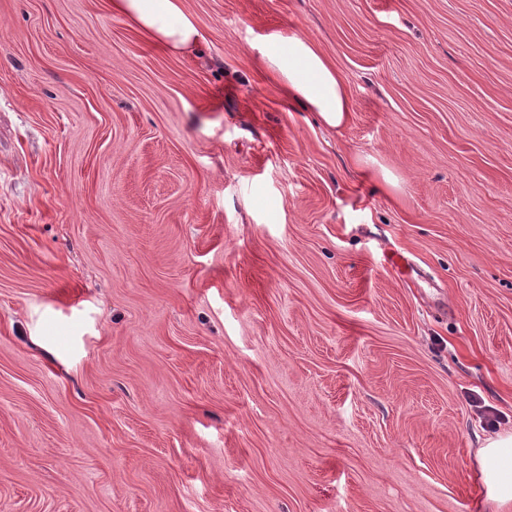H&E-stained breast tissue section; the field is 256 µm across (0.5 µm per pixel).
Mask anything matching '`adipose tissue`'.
I'll list each match as a JSON object with an SVG mask.
<instances>
[{
    "instance_id": "ef3b65f1",
    "label": "adipose tissue",
    "mask_w": 512,
    "mask_h": 512,
    "mask_svg": "<svg viewBox=\"0 0 512 512\" xmlns=\"http://www.w3.org/2000/svg\"><path fill=\"white\" fill-rule=\"evenodd\" d=\"M113 12L127 17L146 36L173 53L197 51L204 40L183 0H109ZM257 62L286 102L315 112L337 129L346 124L352 97L334 64L317 43L302 34L269 36L258 49ZM479 479L485 495L478 512H501L512 502V433L483 441L478 451Z\"/></svg>"
}]
</instances>
